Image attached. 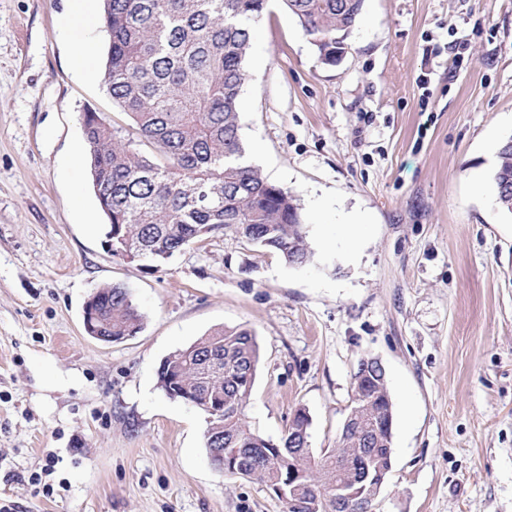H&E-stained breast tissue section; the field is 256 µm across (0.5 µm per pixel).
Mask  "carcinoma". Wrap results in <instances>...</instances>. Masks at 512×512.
<instances>
[{"label":"carcinoma","mask_w":512,"mask_h":512,"mask_svg":"<svg viewBox=\"0 0 512 512\" xmlns=\"http://www.w3.org/2000/svg\"><path fill=\"white\" fill-rule=\"evenodd\" d=\"M266 0H104L109 35L105 82L112 101L129 117L137 141L96 112L85 111V141L94 194L105 200L112 243L153 268L218 228L230 227L254 246L278 253L286 264L310 262L305 220L296 197L269 182L249 162L240 135V96L246 79L252 22ZM298 18L322 61L343 54L338 34L350 31L364 0H281ZM496 197L512 188V151L500 148L492 177ZM97 335L116 342L136 334L143 315L129 290H96ZM221 361L220 371L209 356ZM259 344L248 328L217 329L179 350L158 370L170 399L202 389L224 400V418L207 422L205 444L219 437L226 448H252L242 477L270 484L295 466L307 474L301 497H332L336 482L361 475L360 437L351 433L321 455L288 453V437L309 423L295 413L288 431L272 441L251 430L244 408L259 363ZM388 384L353 393L369 426H382ZM283 449L269 457L261 449ZM375 472L387 462L369 460Z\"/></svg>","instance_id":"obj_1"}]
</instances>
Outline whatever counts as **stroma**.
<instances>
[{"label":"stroma","instance_id":"1","mask_svg":"<svg viewBox=\"0 0 512 512\" xmlns=\"http://www.w3.org/2000/svg\"><path fill=\"white\" fill-rule=\"evenodd\" d=\"M68 3L0 0V502L285 512L264 483L216 472L204 413L158 387L165 357L246 327L260 348L245 407L256 433L279 438L302 408L313 453L335 447L370 355L393 400L377 512H512V216L486 150L512 137V0H365L334 65L269 0L241 137L297 196L314 257L294 268L226 228L153 269L104 246L81 116L133 130L107 92L101 14L82 29L94 77L74 75L58 35ZM429 44L441 54L424 57ZM352 211L368 219L357 243L337 228ZM112 284L144 325L105 344L85 333L83 308ZM49 455L67 487L45 498L27 475Z\"/></svg>","mask_w":512,"mask_h":512}]
</instances>
